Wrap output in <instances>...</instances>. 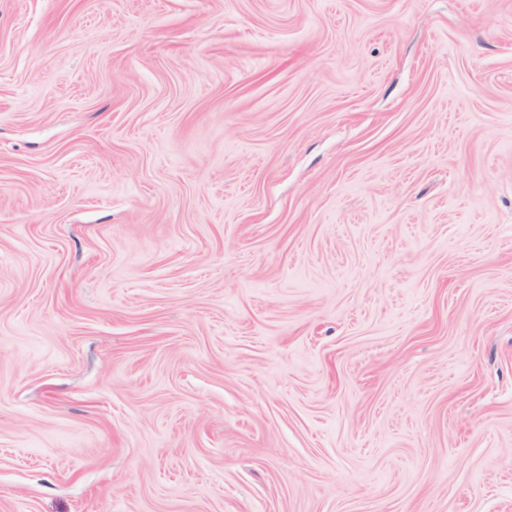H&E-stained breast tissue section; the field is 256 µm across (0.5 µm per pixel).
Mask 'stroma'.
Segmentation results:
<instances>
[{
	"label": "stroma",
	"instance_id": "35a3bbf8",
	"mask_svg": "<svg viewBox=\"0 0 512 512\" xmlns=\"http://www.w3.org/2000/svg\"><path fill=\"white\" fill-rule=\"evenodd\" d=\"M0 512H512V0H0Z\"/></svg>",
	"mask_w": 512,
	"mask_h": 512
}]
</instances>
